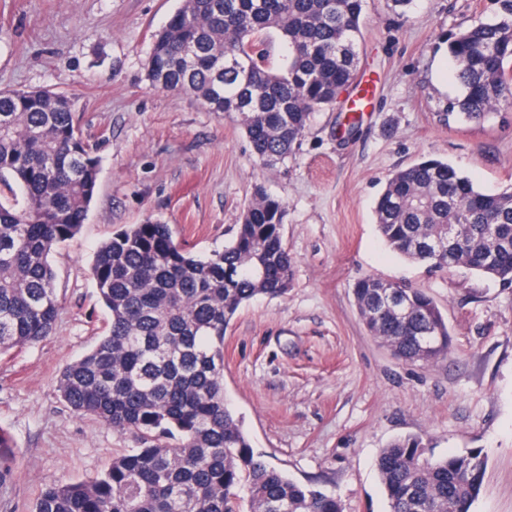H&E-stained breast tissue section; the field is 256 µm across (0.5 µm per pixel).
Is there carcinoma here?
Here are the masks:
<instances>
[{
  "instance_id": "carcinoma-1",
  "label": "carcinoma",
  "mask_w": 512,
  "mask_h": 512,
  "mask_svg": "<svg viewBox=\"0 0 512 512\" xmlns=\"http://www.w3.org/2000/svg\"><path fill=\"white\" fill-rule=\"evenodd\" d=\"M367 0H182L154 35L151 83L236 113L261 166L285 161L313 113L353 83ZM448 37L463 87L456 118L481 121L512 102V0ZM193 53L186 60L183 49ZM76 100L48 89L0 90V355L54 332L51 252L84 224L99 162ZM285 203L262 188L233 239L205 256L167 224H136L101 243L91 273L106 334L57 381L74 413L138 447L86 480L48 483L31 512H342L339 500L286 477L252 448L224 399V333L257 295L288 292L294 258ZM386 244L433 270L464 267L512 288V191L488 194L446 161L394 171L375 207ZM459 225L448 238L447 226ZM372 336L405 361L448 355V323L422 288L368 276L355 283ZM0 433V484L13 475ZM389 512H470L483 451L435 455L418 437L383 449Z\"/></svg>"
}]
</instances>
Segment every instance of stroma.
<instances>
[{
	"mask_svg": "<svg viewBox=\"0 0 512 512\" xmlns=\"http://www.w3.org/2000/svg\"><path fill=\"white\" fill-rule=\"evenodd\" d=\"M179 5L0 0V89L75 97L99 160L87 221L50 256L53 336L0 355V429L14 461L0 512H28L44 484L96 476L136 445L57 392L109 323L91 276L96 248L151 221L208 254L232 239L258 186L286 204L295 263L287 294L244 303L224 334V396L252 447L288 478L334 492L342 512H388L374 462L395 439L420 437L438 456L480 448L488 463L471 512H512V288L398 256L374 218L392 172L423 157L448 160L484 192L512 191V105L480 122L446 115L462 93L446 40L491 19L495 0H415L404 13L367 0L350 101L314 113L273 167L254 164L234 113L150 84L152 36ZM364 93L368 108L352 112ZM369 275L427 291L448 320L447 357L406 362L366 331L352 286Z\"/></svg>",
	"mask_w": 512,
	"mask_h": 512,
	"instance_id": "1",
	"label": "stroma"
}]
</instances>
